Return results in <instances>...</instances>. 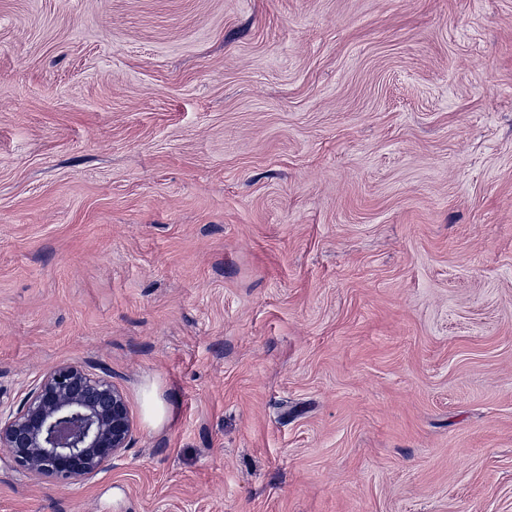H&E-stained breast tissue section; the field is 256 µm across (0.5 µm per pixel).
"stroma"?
Masks as SVG:
<instances>
[{
	"mask_svg": "<svg viewBox=\"0 0 512 512\" xmlns=\"http://www.w3.org/2000/svg\"><path fill=\"white\" fill-rule=\"evenodd\" d=\"M124 458L0 512H512V0H0V402ZM132 437L122 389L77 363L53 366L16 410L0 405V460L58 484L102 472Z\"/></svg>",
	"mask_w": 512,
	"mask_h": 512,
	"instance_id": "35a3bbf8",
	"label": "stroma"
}]
</instances>
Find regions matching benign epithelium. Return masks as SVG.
Returning a JSON list of instances; mask_svg holds the SVG:
<instances>
[{
  "label": "benign epithelium",
  "mask_w": 512,
  "mask_h": 512,
  "mask_svg": "<svg viewBox=\"0 0 512 512\" xmlns=\"http://www.w3.org/2000/svg\"><path fill=\"white\" fill-rule=\"evenodd\" d=\"M122 389L77 363L53 366L17 409L0 407V459L58 484L94 476L132 445Z\"/></svg>",
  "instance_id": "obj_1"
}]
</instances>
